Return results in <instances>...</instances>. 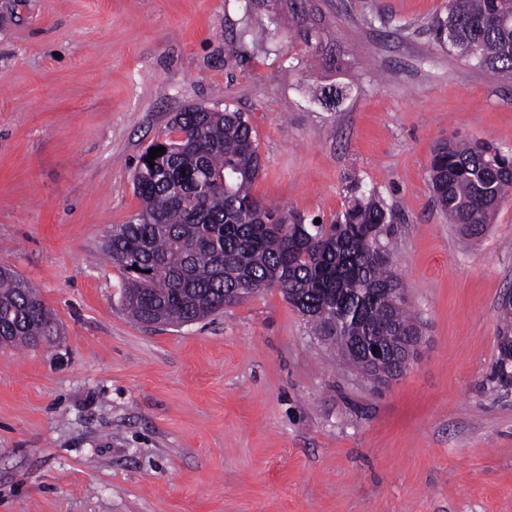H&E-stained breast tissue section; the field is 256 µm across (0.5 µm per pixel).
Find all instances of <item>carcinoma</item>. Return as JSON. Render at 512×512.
Wrapping results in <instances>:
<instances>
[{
  "label": "carcinoma",
  "mask_w": 512,
  "mask_h": 512,
  "mask_svg": "<svg viewBox=\"0 0 512 512\" xmlns=\"http://www.w3.org/2000/svg\"><path fill=\"white\" fill-rule=\"evenodd\" d=\"M251 0L240 37L266 35L251 26ZM310 0H288V21L306 46L322 30ZM439 42L479 66L512 76V0H448L437 23ZM347 88H323L317 100L336 106ZM165 148L153 162L149 152ZM261 170L249 115L189 107L174 115L163 137L140 156L134 190L142 209L112 225L103 251L126 272L125 309L141 324L183 325L240 302L239 288H277L316 333L374 383L391 373L404 336L421 335L406 302L385 239L394 215L372 191L355 189L331 224H306L268 208L251 193ZM436 202L450 223L480 233L512 191V156L475 140L439 143L430 162ZM497 376L512 379V305L502 303ZM54 319L37 292L14 270L0 266V336L36 346L54 335ZM371 344L388 350L379 364Z\"/></svg>",
  "instance_id": "obj_1"
}]
</instances>
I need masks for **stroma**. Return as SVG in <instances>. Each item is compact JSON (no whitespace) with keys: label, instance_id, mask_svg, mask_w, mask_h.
Returning <instances> with one entry per match:
<instances>
[{"label":"stroma","instance_id":"1","mask_svg":"<svg viewBox=\"0 0 512 512\" xmlns=\"http://www.w3.org/2000/svg\"><path fill=\"white\" fill-rule=\"evenodd\" d=\"M320 49L263 46L245 0H0V266L51 342L0 348V512H512V197L449 223L434 146L512 153V78L437 45L446 0H315ZM348 86L336 107L314 87ZM248 113L264 205L331 222L351 183L395 214L389 247L423 342L377 386L270 288L181 326L133 322L102 245L141 208L144 148L187 107ZM501 305L500 320L502 322V331L499 336L500 361L497 370V376L500 380H512V295H508ZM510 369V370H509Z\"/></svg>","mask_w":512,"mask_h":512}]
</instances>
